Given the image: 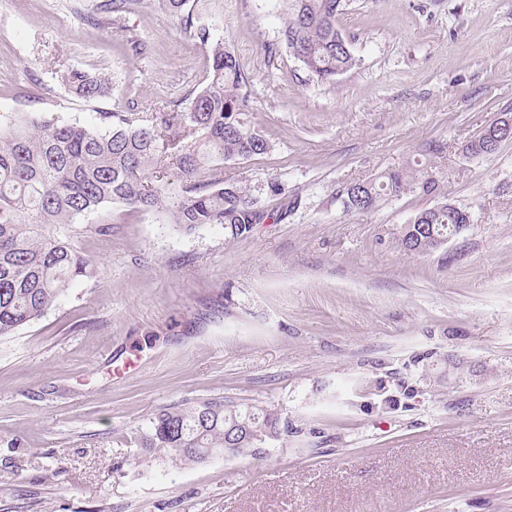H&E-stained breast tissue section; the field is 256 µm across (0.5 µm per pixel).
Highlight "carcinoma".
<instances>
[{
    "label": "carcinoma",
    "mask_w": 512,
    "mask_h": 512,
    "mask_svg": "<svg viewBox=\"0 0 512 512\" xmlns=\"http://www.w3.org/2000/svg\"><path fill=\"white\" fill-rule=\"evenodd\" d=\"M285 21L280 41L309 73L330 82L357 65L336 27L346 0H280ZM180 16L191 38L211 47L212 63L189 111L99 112L91 123L40 121L18 114L0 127V337L41 318L74 283L96 278L94 262L56 224H79L103 214L96 232L112 229V205L154 213L185 230L221 225L228 239L248 236L270 215L251 188L214 177L226 160L248 159L270 149L261 132L241 115L251 101L249 80L236 55L218 35L224 28L217 0H162ZM63 82L77 97L105 93V80L79 69ZM171 147L181 193L148 183L150 171ZM442 195L438 167L406 163L378 177L358 180L338 195L347 213H368L399 194ZM467 217L441 200L417 213L395 233L400 249L431 254ZM279 414L243 409L222 397L181 409H163L139 435L174 462L257 455L278 436ZM232 447L228 453L224 448Z\"/></svg>",
    "instance_id": "cac0c4a2"
}]
</instances>
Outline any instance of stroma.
<instances>
[{"mask_svg": "<svg viewBox=\"0 0 512 512\" xmlns=\"http://www.w3.org/2000/svg\"><path fill=\"white\" fill-rule=\"evenodd\" d=\"M271 148L218 177L269 213L245 237L112 208L56 225L99 268L0 338V512H512V139L463 145L512 114V0H347L357 65L322 84L279 43L278 0H223ZM0 0V121L188 110L210 49L159 0ZM105 76L86 101L62 74ZM436 157L471 216L462 257L396 249L432 199L364 213L347 182ZM278 182L281 194L268 190ZM365 382L411 397L382 408ZM224 397L281 416L260 455L179 464L132 440L164 408Z\"/></svg>", "mask_w": 512, "mask_h": 512, "instance_id": "35a3bbf8", "label": "stroma"}]
</instances>
